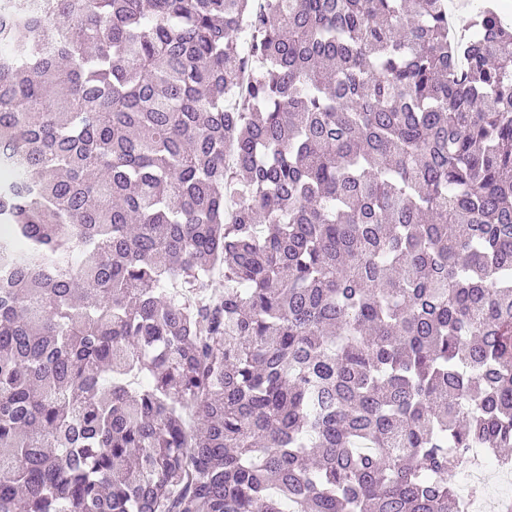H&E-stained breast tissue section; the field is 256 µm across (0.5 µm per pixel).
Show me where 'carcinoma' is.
I'll return each instance as SVG.
<instances>
[{
	"label": "carcinoma",
	"instance_id": "1",
	"mask_svg": "<svg viewBox=\"0 0 512 512\" xmlns=\"http://www.w3.org/2000/svg\"><path fill=\"white\" fill-rule=\"evenodd\" d=\"M0 0V512H463L512 464V21ZM464 468L466 469L464 471V473L466 475L468 485H470V484L477 485L480 483L484 484L487 479L489 471L492 469L495 471L501 472V473H506L510 476L512 475L511 467L505 469L500 466L484 465V466H480V467H476V468H470L469 465H465ZM464 473H460V474L458 473L455 477V482H456V485H457V488L459 489V491L460 490L464 491L466 488Z\"/></svg>",
	"mask_w": 512,
	"mask_h": 512
}]
</instances>
